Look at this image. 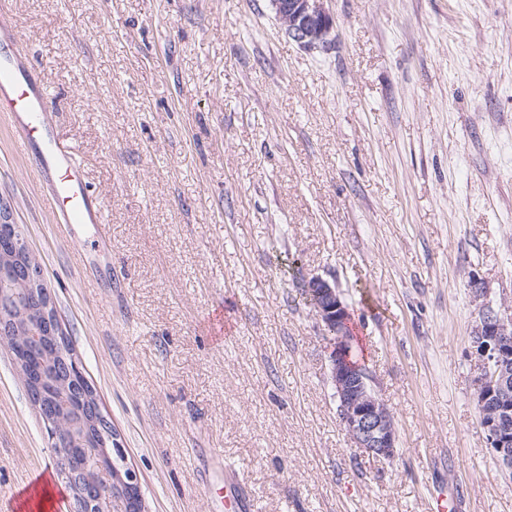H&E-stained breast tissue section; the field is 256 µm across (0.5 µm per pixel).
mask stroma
<instances>
[{
  "instance_id": "stroma-1",
  "label": "stroma",
  "mask_w": 512,
  "mask_h": 512,
  "mask_svg": "<svg viewBox=\"0 0 512 512\" xmlns=\"http://www.w3.org/2000/svg\"><path fill=\"white\" fill-rule=\"evenodd\" d=\"M0 5L108 222L67 238L2 112L0 202L146 512H213L224 467L251 512H429L439 487L512 512L470 357L482 309H512V0H329L317 53L269 0ZM316 276L393 416L392 460L339 426L335 341L297 299ZM55 466L0 346V512Z\"/></svg>"
}]
</instances>
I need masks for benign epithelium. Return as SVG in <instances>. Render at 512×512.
Instances as JSON below:
<instances>
[{
  "instance_id": "1",
  "label": "benign epithelium",
  "mask_w": 512,
  "mask_h": 512,
  "mask_svg": "<svg viewBox=\"0 0 512 512\" xmlns=\"http://www.w3.org/2000/svg\"><path fill=\"white\" fill-rule=\"evenodd\" d=\"M288 36L308 51L331 45L334 18L328 0H269ZM0 230L9 233L0 249V343L7 346L22 372L31 403L43 418L51 447L63 458L59 470L71 488L69 512H144L137 471L117 447L115 433L103 415L95 390L86 378L79 358L62 331L55 302L45 284L43 269L33 256L19 225L0 206ZM308 305L325 331L343 341L348 312L328 281L315 277L306 286ZM47 343L65 367L53 380L57 389L52 405L42 402L40 385L30 379L26 354ZM472 355L477 371V402L494 400L497 408L481 416L487 441L501 463L512 469V315L486 309L472 336ZM367 372L346 357L333 356L331 379L339 405V424L357 447L369 455L390 460L398 436L384 402L365 384ZM80 406L81 419L64 428L57 411ZM78 448L82 459L71 460L69 449Z\"/></svg>"
}]
</instances>
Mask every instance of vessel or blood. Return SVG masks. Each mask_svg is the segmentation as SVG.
<instances>
[{
    "label": "vessel or blood",
    "mask_w": 512,
    "mask_h": 512,
    "mask_svg": "<svg viewBox=\"0 0 512 512\" xmlns=\"http://www.w3.org/2000/svg\"><path fill=\"white\" fill-rule=\"evenodd\" d=\"M15 36L0 16V112L7 113L19 149L28 156L44 189L50 212L67 230L105 225L102 200L91 189L74 149L62 141L52 122V101L15 52ZM224 512H245L247 499L239 482L224 485Z\"/></svg>",
    "instance_id": "vessel-or-blood-1"
}]
</instances>
